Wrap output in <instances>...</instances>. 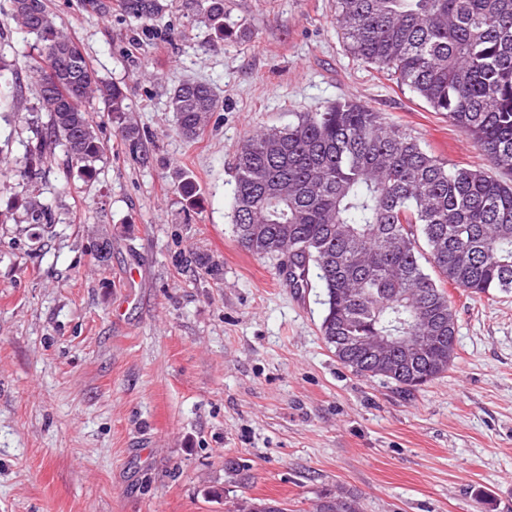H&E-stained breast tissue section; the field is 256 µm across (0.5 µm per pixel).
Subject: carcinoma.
Listing matches in <instances>:
<instances>
[{
    "mask_svg": "<svg viewBox=\"0 0 512 512\" xmlns=\"http://www.w3.org/2000/svg\"><path fill=\"white\" fill-rule=\"evenodd\" d=\"M16 29L34 38L28 77L39 89L46 126L11 166L17 203L30 224L51 206L28 192L47 156L62 148L83 176L108 151L91 112L107 113L135 147L139 129L116 84L90 66L82 46L55 22L45 0L28 9L9 0ZM219 40L241 36L224 0H200ZM132 21L164 10L161 0H122ZM336 24L350 54L389 76L469 137L509 179L450 164L379 112L350 99L297 112L294 120L249 135L234 160L232 226L260 257L288 254V284L323 289L320 333L343 366L402 389L427 383L455 360L456 313L445 285L475 293L512 292V0H336ZM19 72L0 52V108L21 97ZM176 131L194 140L219 109L206 84L186 81L169 97ZM175 185L194 207V178ZM416 358L392 352L371 360L353 336H416ZM232 512H288L275 499L242 498ZM313 512H359L356 496L324 495Z\"/></svg>",
    "mask_w": 512,
    "mask_h": 512,
    "instance_id": "carcinoma-1",
    "label": "carcinoma"
}]
</instances>
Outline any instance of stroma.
I'll use <instances>...</instances> for the list:
<instances>
[{"label":"stroma","mask_w":512,"mask_h":512,"mask_svg":"<svg viewBox=\"0 0 512 512\" xmlns=\"http://www.w3.org/2000/svg\"><path fill=\"white\" fill-rule=\"evenodd\" d=\"M107 2L106 15L88 0L48 6L124 89L138 147L108 123L94 177L48 156L30 184L52 203L42 227L0 181V512H226L242 497L311 512L339 488L362 512H512V293L450 289L454 363L407 392L340 364L319 332L320 288L290 287L286 256H253L231 224L244 138L344 98L449 163L488 160L349 54L336 0H224L247 33L224 43L196 0H162L145 23ZM185 81L221 105L191 142L168 107ZM47 120L25 85L0 110V153L21 156ZM181 170L198 208L174 188ZM199 253L220 277L203 274Z\"/></svg>","instance_id":"stroma-1"}]
</instances>
